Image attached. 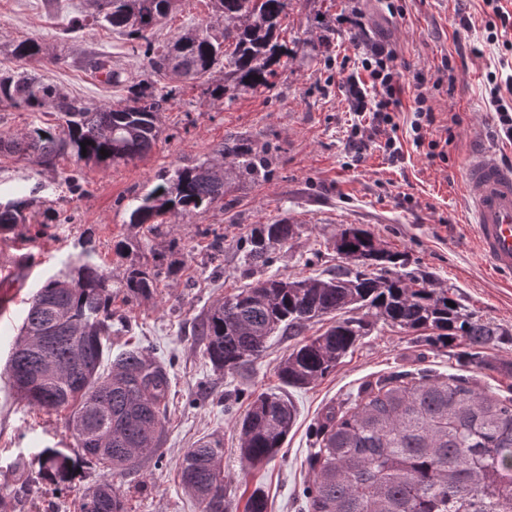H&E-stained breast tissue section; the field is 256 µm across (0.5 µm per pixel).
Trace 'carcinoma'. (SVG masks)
<instances>
[{"label":"carcinoma","mask_w":512,"mask_h":512,"mask_svg":"<svg viewBox=\"0 0 512 512\" xmlns=\"http://www.w3.org/2000/svg\"><path fill=\"white\" fill-rule=\"evenodd\" d=\"M175 2L94 0L95 22L145 44L153 76L136 82L108 61L95 60L94 69L107 81L127 86L126 98L110 106L91 109L24 67L1 76V104L32 112L49 108L58 124L0 134V152L33 157L46 167L67 153L86 164L134 161L144 158L159 137L157 115L169 95L161 84L164 78L197 82L220 67L237 87L256 91L271 86L272 66L289 53L276 36L286 0H211L215 22L156 47L153 30ZM12 55L26 65L45 58L46 49L24 39ZM213 153L231 159L241 174L267 176L269 157L246 140L225 142ZM225 185L224 170L208 160L177 168L132 197L130 223L158 232L159 219L171 211L189 213L224 200ZM32 206L28 199L0 202V233L29 223L26 210ZM349 230L336 251L356 258V268L338 266L326 279L308 277L307 288H290L289 280L271 275L224 298L202 317L198 335L215 369L234 373L259 357L275 334L300 336L308 324L340 313L323 333L301 339L278 366L283 385L306 387L332 372L366 336L365 317L350 315L366 309L393 327L424 333L432 343L462 348L459 357L466 363L512 374L511 361L484 356L490 347L512 344V335L463 312L448 291L393 271L405 263L379 249L368 229L352 225ZM294 232L295 225L286 220L253 228L244 244L246 260L269 264ZM170 274L160 261L151 274L131 266L114 280L83 253L32 295L7 362L15 393L46 411L70 410L69 427L82 456L113 473L134 470L160 447L171 380L167 368L140 347L102 367L112 335V303L147 299L156 280ZM450 301L455 306H448ZM84 358L91 362L88 370L80 365ZM30 371L38 375L37 392L22 379ZM294 420V406L282 393L254 396L238 424L241 458L252 468L273 460ZM56 455L57 450L46 448L37 456V478L64 482L73 474L77 461L60 468ZM223 456V444L207 439L183 457L182 484L200 512H226ZM310 466L315 477L305 490L307 512H512V399L425 373L381 380L361 392L353 410L340 417L327 414ZM77 512L126 508L106 478L81 495Z\"/></svg>","instance_id":"1"}]
</instances>
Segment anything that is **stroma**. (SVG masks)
<instances>
[{"mask_svg": "<svg viewBox=\"0 0 512 512\" xmlns=\"http://www.w3.org/2000/svg\"><path fill=\"white\" fill-rule=\"evenodd\" d=\"M206 2L181 0L155 29L153 43L167 44L200 26ZM92 11L89 0H0V73L18 67L13 43L32 38L50 54L29 64L32 73L92 108L123 98L125 86L105 82L91 63L108 56L139 81L147 76L144 47L92 23L70 30L72 18ZM486 12L483 0H287L279 39L291 44L301 38L307 45L275 66L271 88L239 90L220 72L208 84L169 79L171 95L159 114L162 133L143 159L85 165L66 155L47 168L0 155V200H38L36 220L48 227L36 239L0 235V294L17 296L0 313V496L13 499L14 512H75L76 498L109 476L102 465L84 460L70 482L43 480L21 493L24 477L38 469L41 450L52 447L71 457L79 450L68 430V410L30 406L14 393L6 370L27 299L86 249L116 276L132 264L152 268L160 256L178 269L157 281L151 297L115 305L125 326L110 338L112 353L149 349L169 363L171 379L156 454L129 473L109 476L126 512H200L179 471L188 448L209 437L224 441L228 512H244L257 488L267 496L269 512H306L309 459L326 411H347L364 387L390 375L427 370L512 398V376L459 361L455 349L379 320L329 375L305 388H282L277 376L297 337L274 335L257 359L227 374L213 368L197 334L216 300L258 278L317 277L344 264L336 239L351 224L405 255L407 271L453 288L466 312L512 330V282L485 265L462 187L473 142L512 165V143L494 134L493 94L485 78L495 69L506 77L512 70L499 66L503 48L485 42ZM476 43L482 55L472 54ZM375 44L395 54L404 85L394 116L403 156L395 162L384 150V135L368 138L359 156L348 143L353 116L345 82L360 69L361 48ZM220 84L225 90L219 100L212 90ZM421 91L429 94L436 117L429 137L445 144L434 157L427 146L414 145L410 128ZM234 138L268 152L273 164L267 179L230 171L223 203L166 215L155 234L130 224L126 202L133 194L151 189L165 172L212 158L215 146ZM74 173L75 185L69 181ZM283 218L295 224L294 237L274 252L270 266L245 265L242 244L250 230ZM217 238L224 246L218 257L210 248ZM120 243L126 246L121 253ZM280 388L297 409L296 423L275 459L249 467L239 457L236 422L256 394Z\"/></svg>", "mask_w": 512, "mask_h": 512, "instance_id": "stroma-1", "label": "stroma"}]
</instances>
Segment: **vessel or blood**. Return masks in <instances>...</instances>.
I'll use <instances>...</instances> for the list:
<instances>
[{"label": "vessel or blood", "mask_w": 512, "mask_h": 512, "mask_svg": "<svg viewBox=\"0 0 512 512\" xmlns=\"http://www.w3.org/2000/svg\"><path fill=\"white\" fill-rule=\"evenodd\" d=\"M463 183L486 265L500 276L512 277V165L496 162L485 148L474 147Z\"/></svg>", "instance_id": "vessel-or-blood-1"}]
</instances>
